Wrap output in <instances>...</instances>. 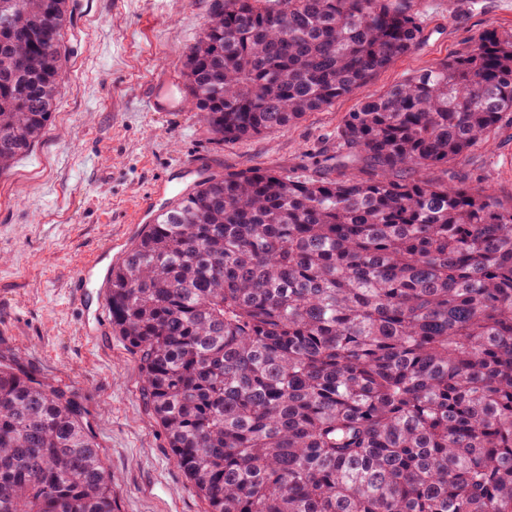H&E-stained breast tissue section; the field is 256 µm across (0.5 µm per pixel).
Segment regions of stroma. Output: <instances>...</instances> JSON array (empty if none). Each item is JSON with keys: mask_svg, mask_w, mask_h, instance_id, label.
<instances>
[{"mask_svg": "<svg viewBox=\"0 0 512 512\" xmlns=\"http://www.w3.org/2000/svg\"><path fill=\"white\" fill-rule=\"evenodd\" d=\"M211 0H69L66 63L46 134L0 177V354L73 391L112 472L120 512H206L174 464L165 433L140 396L141 374L113 330L89 336L96 297L73 272L108 242L133 244L157 183L173 205L202 172L246 166L311 173L336 152V129L358 96L338 98L278 131L213 142L191 109L149 112L152 81L186 88L181 60ZM423 36L368 85L379 93L464 51L486 28L512 33V0H415ZM449 182L489 187L512 202V122L448 167Z\"/></svg>", "mask_w": 512, "mask_h": 512, "instance_id": "1", "label": "stroma"}]
</instances>
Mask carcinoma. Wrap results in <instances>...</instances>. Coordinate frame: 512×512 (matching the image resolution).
Listing matches in <instances>:
<instances>
[{
  "label": "carcinoma",
  "instance_id": "carcinoma-1",
  "mask_svg": "<svg viewBox=\"0 0 512 512\" xmlns=\"http://www.w3.org/2000/svg\"><path fill=\"white\" fill-rule=\"evenodd\" d=\"M68 0H0V175L43 136ZM412 0H211L213 140L283 129L420 39ZM512 115V34L368 96L309 176L206 173L112 269V328L207 512H512V202L448 165ZM0 512H119L71 391L0 362Z\"/></svg>",
  "mask_w": 512,
  "mask_h": 512
}]
</instances>
